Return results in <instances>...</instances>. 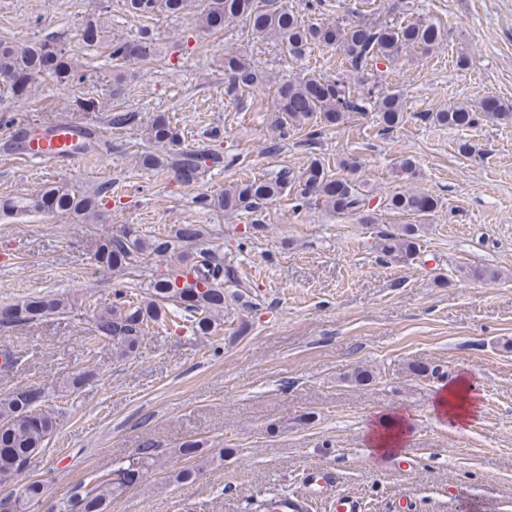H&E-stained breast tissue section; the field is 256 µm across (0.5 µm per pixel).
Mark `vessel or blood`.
Here are the masks:
<instances>
[{"label":"vessel or blood","instance_id":"1","mask_svg":"<svg viewBox=\"0 0 512 512\" xmlns=\"http://www.w3.org/2000/svg\"><path fill=\"white\" fill-rule=\"evenodd\" d=\"M91 149L90 139L82 123L61 121L50 124L37 135L26 136L21 155L29 160H44L57 165L85 158ZM334 472L309 468L302 474L303 491H291L272 497L268 512H312V502L334 485Z\"/></svg>","mask_w":512,"mask_h":512}]
</instances>
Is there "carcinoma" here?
Returning a JSON list of instances; mask_svg holds the SVG:
<instances>
[{"label": "carcinoma", "mask_w": 512, "mask_h": 512, "mask_svg": "<svg viewBox=\"0 0 512 512\" xmlns=\"http://www.w3.org/2000/svg\"><path fill=\"white\" fill-rule=\"evenodd\" d=\"M187 0H126L128 11L136 16L151 17L177 14ZM242 19L257 39L274 38L288 47L293 55H301L312 46L332 48L344 60L346 70L334 77L308 75L280 85L277 112L287 127H303L307 120L326 126L344 124L353 113L373 112L382 130H392L404 120L400 91H368L351 95L344 75L359 74L362 78L380 74L379 65L392 64L411 48L430 51L443 41L444 32L426 20L406 22L397 18L369 19L357 24L333 22L309 24L279 5V0H206L197 17L198 28L205 34L224 30V23ZM104 22L88 17L80 26L87 43L98 40ZM111 56L125 60L134 58L145 64L155 61L156 50L147 35L134 41L112 42ZM82 64L59 48L55 42L0 43V81L17 101L28 99L30 80L40 74L50 75L59 85L75 80ZM224 75L229 91L251 90L263 82L262 73L244 55L224 53ZM512 109L495 98L482 100L473 108L464 103L448 106L429 114L438 125L450 128L477 126L482 122L503 119ZM111 128L133 124L132 112H112L104 117ZM150 139L167 144L171 149L160 155L145 152L138 163L149 170L165 168L178 174L185 183L197 179L205 170L224 162L215 149H174L177 132L168 119L158 115L149 128ZM293 190L298 205L316 199L336 215H360L365 224L376 223V209L370 207L372 197L361 184L330 174L324 164L312 158L296 178L282 174L272 179L249 178L234 182L217 197L207 199L208 205L228 214L255 213L265 204ZM108 193L102 186L93 193H83L68 185L49 183L29 198L0 200V211H47L69 215L84 224H97L103 217L101 200ZM438 201L432 195L407 188L385 198L384 209L425 217L434 212ZM423 225L405 224L384 232L377 242L378 253L387 263H403L417 255ZM211 235L204 224H178L164 237L141 235L130 226L108 234L95 253L99 270L116 277L138 269L144 264L165 262V272L149 280L134 300L103 305L94 314L85 339L92 347L111 346L119 357L132 355L146 329L168 319L169 307L198 336H210L224 320V284L245 287L235 269L224 264V257L210 247ZM73 300L64 295L33 296L21 303L0 307V328H15L41 321L52 315L66 313ZM97 376L96 368L86 366L64 380L71 393L82 389ZM57 427L56 417L47 408L32 405L24 389L0 395V485L19 480L42 452L45 442ZM182 457L192 464L174 470L172 479L182 485L194 483L211 464L202 456L203 449L195 440L185 441L179 448ZM157 450L149 442L138 449L136 457L112 469L107 475H92L76 486L71 494L52 505L53 512H110L112 499L136 484L142 470L156 464ZM45 486L40 480L24 483L17 494L5 497L9 512H32L42 503Z\"/></svg>", "instance_id": "carcinoma-1"}]
</instances>
